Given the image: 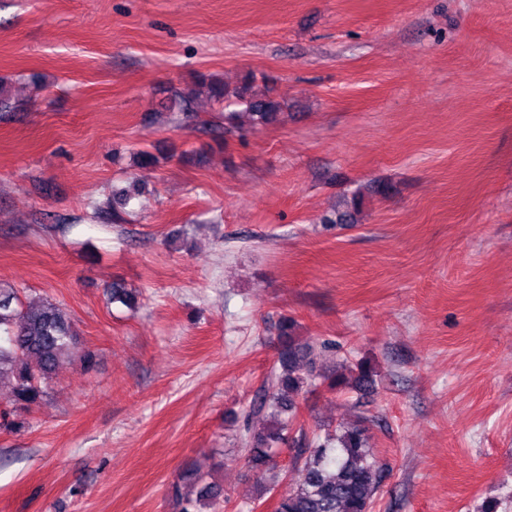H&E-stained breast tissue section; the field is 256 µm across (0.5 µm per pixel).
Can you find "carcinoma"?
<instances>
[{"label":"carcinoma","mask_w":512,"mask_h":512,"mask_svg":"<svg viewBox=\"0 0 512 512\" xmlns=\"http://www.w3.org/2000/svg\"><path fill=\"white\" fill-rule=\"evenodd\" d=\"M208 90L215 103L231 101L241 107L239 112L224 115V122L231 128L275 124L283 113V105L271 90H256L250 77L232 89L221 81H212ZM195 95V88L189 84L174 88L167 98L166 109L192 112ZM108 293L112 302L129 309L139 304V293L121 280L113 281ZM281 339L271 390L249 405L239 437L240 444L249 449L252 468L261 473L260 498L271 491L262 473L276 468L277 444L296 417L293 396L319 378L328 381L331 388L344 385L339 378H330L316 370L315 346L296 343L287 321L282 324ZM78 350L72 318L61 304L49 299L25 304L15 288L0 283V380L11 382L10 408L0 411L1 429L20 425L15 416L41 403L59 364ZM265 412L270 417L267 431H253V418ZM303 453L293 490L276 502L274 512H372L386 469L370 447L362 425H344L333 438L306 448ZM185 481L199 485L196 497L182 494ZM170 498L177 512H209L224 500V487L206 481L196 470L187 468L179 482L171 485Z\"/></svg>","instance_id":"1"}]
</instances>
